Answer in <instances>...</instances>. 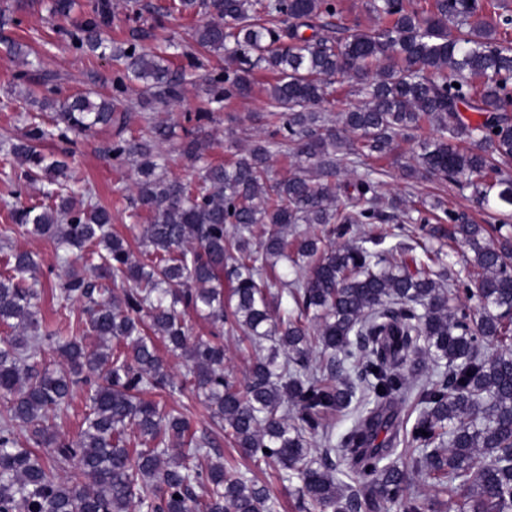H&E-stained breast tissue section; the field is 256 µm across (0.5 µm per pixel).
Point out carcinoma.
<instances>
[{"label":"carcinoma","instance_id":"carcinoma-1","mask_svg":"<svg viewBox=\"0 0 512 512\" xmlns=\"http://www.w3.org/2000/svg\"><path fill=\"white\" fill-rule=\"evenodd\" d=\"M369 11L377 27L338 26L328 36L337 0H171L168 16L207 17L183 51L190 65L198 50L224 57V69L207 77L211 101L251 97L256 68L274 75L268 136L195 182L165 172L158 148L168 124L148 119L137 137L123 136L126 97L174 105L182 75L155 49L105 37L108 0L74 29L57 30L83 53L112 57V95L60 101L57 76L46 73V94L34 103L54 110L50 120L29 113L21 136L0 139V174L41 184L43 196L23 206L14 191L0 207L24 234L64 251L59 295L85 314L77 334L69 323L46 326L37 255H4L0 325L11 335L0 340V512H276L250 470L213 460V439L185 414L143 398L187 388L253 466L277 467L311 512L444 506L414 490L418 481L454 494L457 512H512V224H466L439 199L392 197L387 213L377 170L343 177L427 124L433 134L419 140L408 175L450 179L486 204L495 190L507 206L512 179L500 173L512 163V14H487L482 0H369ZM338 79L353 82L360 99L333 115L328 106L343 103ZM463 106L481 120L464 122ZM208 119L195 113L180 145L185 159L210 149ZM97 128L115 130L112 162L136 168L130 205L149 217L138 257L92 192H68V163L42 152L49 140ZM282 151L298 166L276 178L271 162ZM390 222L438 223L430 236L473 252L467 276L452 273L439 249L421 243L422 257L408 262L383 247L384 235L362 230ZM258 224L267 230L256 242ZM300 224H319L322 235L288 241L285 231ZM73 250L79 267L69 265ZM120 280L128 287L119 297ZM464 299L477 303L478 318ZM191 313L216 332L192 337ZM238 333L255 351L242 382L224 373L221 340ZM157 338L184 359L181 379ZM46 344L62 359L55 369L38 360ZM79 388L88 412L70 440L53 421ZM336 412L352 419L338 438L326 426ZM403 413L414 418L409 428ZM131 429L144 447L128 446ZM21 430L33 447L19 446Z\"/></svg>","mask_w":512,"mask_h":512}]
</instances>
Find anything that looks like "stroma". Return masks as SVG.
I'll list each match as a JSON object with an SVG mask.
<instances>
[{
  "label": "stroma",
  "instance_id": "stroma-1",
  "mask_svg": "<svg viewBox=\"0 0 512 512\" xmlns=\"http://www.w3.org/2000/svg\"><path fill=\"white\" fill-rule=\"evenodd\" d=\"M93 0H76V7L66 20H59L50 13L51 0H39L34 9L21 13L20 25L0 28V135L19 134L23 127L22 115L30 111L31 105L25 96L28 84L17 80L21 66L17 59L9 55L8 42L17 40L30 42L34 52L41 59L43 69L62 74L57 86L58 98L65 99L89 88L110 92L113 65L110 59L75 52L59 40L54 29L59 24L74 26L85 19L91 10ZM112 4V25L108 35L112 39L130 41L143 38L145 45L164 51L172 70L186 75L183 101L171 110L150 112L136 97H127V133L137 136L144 124L145 116L154 121L172 125L174 136L162 146L167 161L169 176L182 181L194 180L202 164L229 162L234 160L251 140L265 136L269 128L265 120L259 119L266 94L265 88L271 80L269 73L259 70L255 73L254 91L248 100L211 102L207 85L199 77L198 69L190 67L181 51L175 50L178 42H188L193 26L199 24V17L157 15V8L167 6L170 0H110ZM211 112L212 118L206 130L212 139V146L202 162H189L179 154V145L185 136L188 112ZM112 140V132L100 129L92 133L76 136L70 147L69 162L73 171L71 186L75 193L92 189L99 201L112 210V230L125 238L132 251L140 249V230L145 217L133 216L129 199L134 192L135 169L133 166H114L106 153ZM418 148L415 143L403 142L393 156L370 159V166L384 169L382 198L392 195L423 196L427 199L439 198L455 212L463 214L469 221L482 224L488 219V208L479 205L470 196L460 194L453 183H435L420 179H409L404 175L403 164H415ZM32 250L39 254L43 271L39 277L42 289L40 302L44 322L57 323L60 319L77 322L82 317L79 303L66 304L58 298L53 286L52 271L60 269L59 254L54 243L34 239L23 234H14L11 239L0 238V254L6 249ZM158 402L165 409L186 413L194 428L213 437L225 464L244 466L245 461L235 448L232 439L215 423L209 409L190 394L175 392L158 395Z\"/></svg>",
  "mask_w": 512,
  "mask_h": 512
}]
</instances>
